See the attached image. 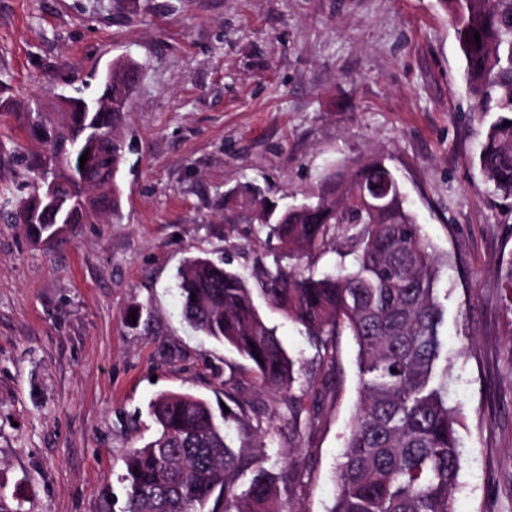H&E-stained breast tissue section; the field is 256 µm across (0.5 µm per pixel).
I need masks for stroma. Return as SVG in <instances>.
<instances>
[{"label": "stroma", "mask_w": 512, "mask_h": 512, "mask_svg": "<svg viewBox=\"0 0 512 512\" xmlns=\"http://www.w3.org/2000/svg\"><path fill=\"white\" fill-rule=\"evenodd\" d=\"M141 69L121 134L120 222L54 240L0 218V496L23 512H125L131 448L162 391L232 394L259 428L267 469H292L299 512H327L358 400L356 345L324 374L300 327L266 311L322 393L289 432L283 389L182 319L189 256L228 262L257 287L278 241L225 194L255 183L293 204L323 169L384 157L443 261L448 402L459 411L455 512H512V198L476 157L493 117L473 111L456 27L441 0H0V192L35 182L16 110L89 96L119 57ZM138 319H131V310Z\"/></svg>", "instance_id": "stroma-1"}]
</instances>
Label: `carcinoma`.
I'll return each mask as SVG.
<instances>
[{"instance_id": "carcinoma-1", "label": "carcinoma", "mask_w": 512, "mask_h": 512, "mask_svg": "<svg viewBox=\"0 0 512 512\" xmlns=\"http://www.w3.org/2000/svg\"><path fill=\"white\" fill-rule=\"evenodd\" d=\"M441 2L450 6L457 29L474 111L498 113L484 133L477 166L486 183L512 197V0ZM139 77L132 60L112 62V84H100L97 93L112 102L107 112H94L79 98L64 112L19 113L37 143L26 168L61 188L55 204L36 192L16 209L15 218L33 236L54 239L96 213L121 219L117 176L129 146L119 128ZM381 183L389 193L378 200L371 188ZM235 198L241 222L269 227L286 256H308L343 231L352 262L316 276L277 258L255 290L226 262L191 257L176 272L184 320L234 349L264 383L288 392L291 429L305 411L294 393L304 362L282 346L256 294L305 329L327 375L336 365L334 337L348 333L357 346L360 399L327 512H455L461 453L458 413L448 404L441 263L385 160L329 167L299 205L270 208L253 186ZM149 412L156 433L126 459V512H297L284 505L277 482L286 488L298 475L271 476L264 445L247 431L239 447L226 442L224 423L236 412L171 391L158 393Z\"/></svg>"}]
</instances>
